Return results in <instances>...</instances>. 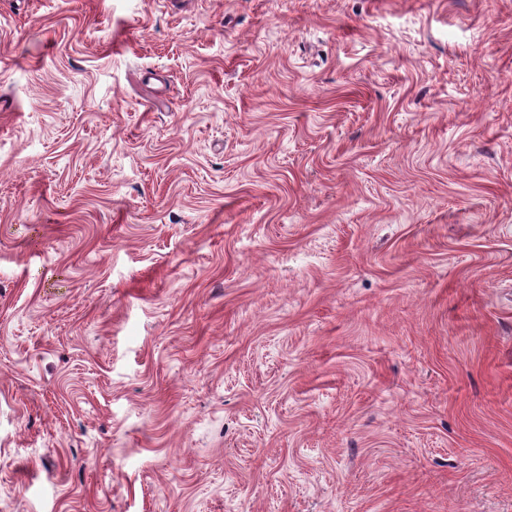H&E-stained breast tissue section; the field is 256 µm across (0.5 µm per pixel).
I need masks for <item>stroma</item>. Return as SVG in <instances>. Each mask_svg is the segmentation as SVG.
<instances>
[{
  "label": "stroma",
  "mask_w": 512,
  "mask_h": 512,
  "mask_svg": "<svg viewBox=\"0 0 512 512\" xmlns=\"http://www.w3.org/2000/svg\"><path fill=\"white\" fill-rule=\"evenodd\" d=\"M0 512H512V0H0Z\"/></svg>",
  "instance_id": "1"
}]
</instances>
